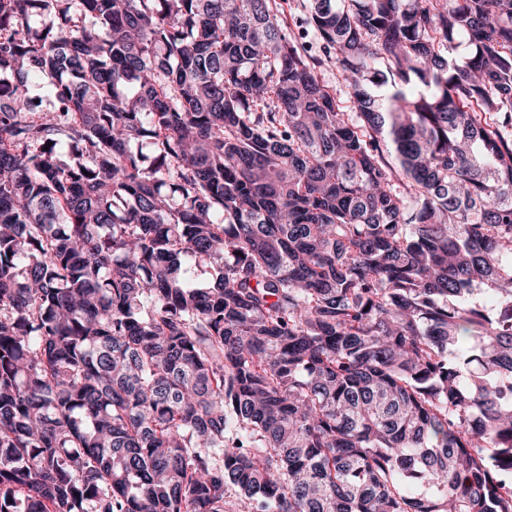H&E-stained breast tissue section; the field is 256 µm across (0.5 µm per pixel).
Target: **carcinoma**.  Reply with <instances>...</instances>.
<instances>
[{"mask_svg":"<svg viewBox=\"0 0 512 512\" xmlns=\"http://www.w3.org/2000/svg\"><path fill=\"white\" fill-rule=\"evenodd\" d=\"M298 8L0 0V512H512V0Z\"/></svg>","mask_w":512,"mask_h":512,"instance_id":"obj_1","label":"carcinoma"}]
</instances>
